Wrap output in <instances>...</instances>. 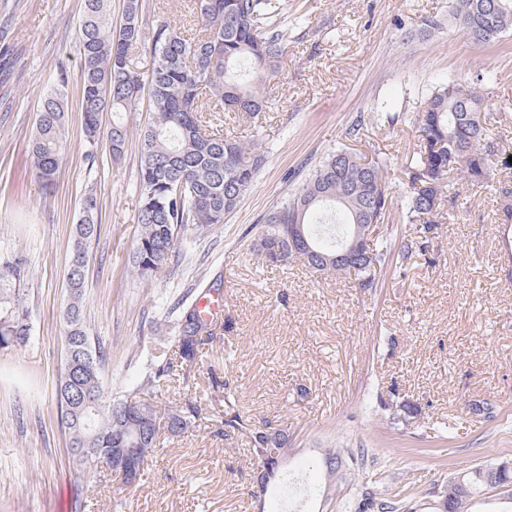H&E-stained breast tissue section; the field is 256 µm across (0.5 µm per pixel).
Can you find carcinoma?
<instances>
[{"instance_id":"1","label":"carcinoma","mask_w":512,"mask_h":512,"mask_svg":"<svg viewBox=\"0 0 512 512\" xmlns=\"http://www.w3.org/2000/svg\"><path fill=\"white\" fill-rule=\"evenodd\" d=\"M111 0H83L79 43L83 60L80 95L85 140L95 158L103 114L116 115L146 92L151 122L141 138L139 169L140 231L129 265L138 276L152 281L174 271L180 261L179 236L190 227L204 235L214 224L224 223L264 166L265 151L257 144L226 139L204 128L203 100L211 112H234L254 119L266 111L262 92L266 81L279 74L287 52L288 30L280 25L282 0H196L199 31L185 36L167 21L156 24L149 44L152 58L148 72L132 62L133 50L141 45L142 0H125L119 24L112 22ZM453 19L476 45L500 42L512 31V0H455ZM497 81L489 70L475 76L471 86L451 79L439 83L412 117L420 144L409 173L404 196L406 218L412 232L405 235L397 254L388 238L379 233L393 204L386 185V162L377 157L363 160L340 148L328 154L288 198L273 207L263 219L254 254L269 265L300 260L319 275H352L367 291L378 286V275L390 259L404 266L429 251L427 233L438 200L463 180L483 183L493 174L500 154L485 112L483 92ZM65 73L46 94L37 117L31 156L38 180L54 185L66 143ZM112 158L126 148V130L120 120L107 131ZM99 202L91 194L82 201V213L73 226L72 253L88 255V243L98 234ZM302 226L310 249L290 244L292 226ZM374 224L378 233L368 242L357 235V225ZM358 243L347 265H336V254ZM26 276L23 255L0 257V288L15 285ZM70 301L66 311L69 346L90 354L89 368L77 381L78 388L102 402V413L93 425L85 415L70 410L65 395L70 365L64 362L57 384L61 423L72 448H100L107 453L119 432L139 449V464L145 465L163 434L181 436L207 421L213 433L226 440L237 435L247 439L252 465H260L271 451L289 441L288 429L269 420L255 421L237 408L228 380L213 373L207 377L205 401L222 407L220 414L208 411L202 400L185 397L168 407L163 416L151 404L141 408L132 421L122 414L137 395L156 393L181 371L188 379L203 361L206 348L216 340L212 323L202 316L198 303H177V334L171 348L152 357L127 394L114 397L102 379L106 354L90 335L82 310L85 276L67 279ZM32 332L31 316L23 294L0 298V349L25 346ZM350 448H331L323 463L330 473L337 465L354 464ZM469 495L461 497L446 480L441 497L454 503L450 512H469L474 500L487 488L482 467L461 472ZM349 512H412L414 503L381 497L365 491L348 502Z\"/></svg>"}]
</instances>
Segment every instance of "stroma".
I'll return each instance as SVG.
<instances>
[{
    "label": "stroma",
    "instance_id": "stroma-1",
    "mask_svg": "<svg viewBox=\"0 0 512 512\" xmlns=\"http://www.w3.org/2000/svg\"><path fill=\"white\" fill-rule=\"evenodd\" d=\"M82 0H0V256L22 251L20 284L34 324L24 348L0 349V512H341L319 491L325 448H363L355 480L435 512L437 490L460 469L512 462V37L477 46L449 17L450 0H286L287 54L254 125L224 134L258 140L266 163L237 208L188 239L175 271L146 282L129 271L137 234L140 140L147 103L122 115L125 153L89 151L79 98ZM143 36L158 20L197 28L194 0H143ZM495 71L488 110L505 148L488 184L458 183L443 198L432 248L414 265L387 266L374 292L300 261L269 266L247 245L274 205L329 153L382 151L394 199L406 192L418 137L412 116L440 81L468 84ZM68 79L66 151L53 192L29 153L42 101ZM398 114L393 124L373 122ZM357 136H350V129ZM95 160H88V153ZM100 204L88 246L84 310L105 348L113 395L174 334L168 308L183 296L224 298L223 339L204 359L233 380L247 415L287 426V467L315 492L272 482L252 495L247 449L201 429L162 437L138 484L123 488L105 463L74 481L56 385L64 366L66 273L85 195ZM494 405L493 417L473 403ZM416 407L399 421L389 408Z\"/></svg>",
    "mask_w": 512,
    "mask_h": 512
}]
</instances>
